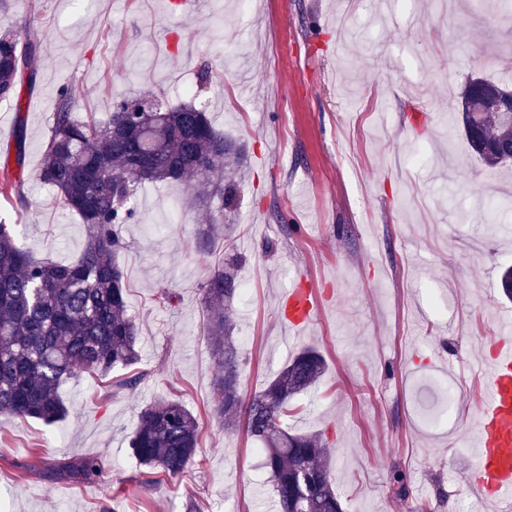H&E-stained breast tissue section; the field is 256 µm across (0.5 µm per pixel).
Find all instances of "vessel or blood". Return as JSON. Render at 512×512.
<instances>
[{"mask_svg": "<svg viewBox=\"0 0 512 512\" xmlns=\"http://www.w3.org/2000/svg\"><path fill=\"white\" fill-rule=\"evenodd\" d=\"M318 313L306 286L289 289L283 318L291 328L304 327ZM493 354L483 369L480 415L469 439L474 448L475 489L512 512V338L495 337Z\"/></svg>", "mask_w": 512, "mask_h": 512, "instance_id": "1", "label": "vessel or blood"}]
</instances>
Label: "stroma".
Listing matches in <instances>:
<instances>
[{"label":"stroma","mask_w":512,"mask_h":512,"mask_svg":"<svg viewBox=\"0 0 512 512\" xmlns=\"http://www.w3.org/2000/svg\"><path fill=\"white\" fill-rule=\"evenodd\" d=\"M12 0L1 19L37 30L36 87L0 102V147L26 123L19 245L58 262L79 257L86 228L35 176L62 89L74 117L104 122L127 92L186 99L245 144L231 229L196 248L200 216L178 183L143 184L121 235L139 358L118 390L67 380L69 412L45 425L0 414V503L8 512H275L261 456L243 429L208 413L216 366L202 286L232 245L248 287L236 297L240 384L250 396L289 356L316 347L327 372L298 398L291 430L326 437L329 473L354 512H494L470 482L464 444L479 402L471 364L488 356L500 314L498 269L512 264V165L487 169L455 123L475 77L512 83V15L497 0ZM294 232L284 233V224ZM307 281L320 302L303 332L281 300ZM173 291L174 304L157 295ZM456 388L457 415L427 423L436 383ZM177 400L202 423L183 475L147 481L128 441L142 408ZM99 459L98 480L50 468ZM402 469L406 496L394 493Z\"/></svg>","instance_id":"stroma-1"}]
</instances>
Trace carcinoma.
<instances>
[{
	"instance_id": "cac0c4a2",
	"label": "carcinoma",
	"mask_w": 512,
	"mask_h": 512,
	"mask_svg": "<svg viewBox=\"0 0 512 512\" xmlns=\"http://www.w3.org/2000/svg\"><path fill=\"white\" fill-rule=\"evenodd\" d=\"M38 32L0 31V100L19 101L17 87H34ZM512 89L480 77L463 88L456 119L467 143L489 168L512 161V129L483 110L490 98ZM244 147L224 135L192 103L164 105L150 95L116 103L107 122H79L67 90L59 93L45 143L39 179L53 188L85 224L88 239L79 258L37 259L17 244V224L0 219V414L51 425L68 409L61 384L82 373L98 377L138 357V327L128 315L119 227L135 221L132 206L146 182H183L187 204L201 210L207 227L198 248L213 246L212 226L232 206L235 171ZM24 119L17 122L14 158L0 165V195L13 208L26 205ZM218 203L217 212L212 204ZM238 257L225 246L224 266L203 292L210 349L218 367L213 412L227 429L242 427L261 446L277 512H348L328 474L326 439L288 430L296 399L319 382L322 354L306 348L291 357L266 386L246 397L240 389L241 350L233 331L232 303L239 293ZM200 433L197 416L178 401L144 407L129 448L152 473L175 477L193 462ZM60 475L91 480L103 474L98 460L61 463Z\"/></svg>"
}]
</instances>
